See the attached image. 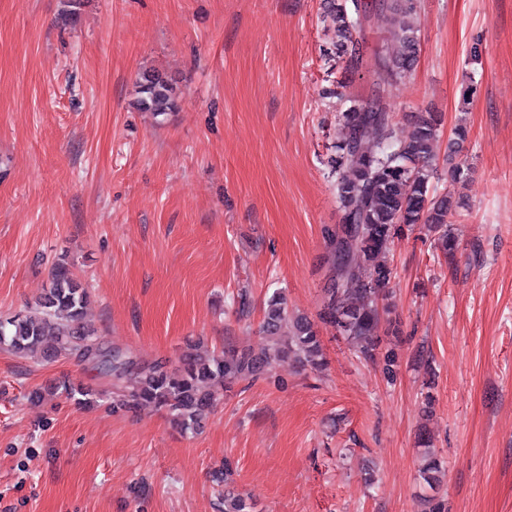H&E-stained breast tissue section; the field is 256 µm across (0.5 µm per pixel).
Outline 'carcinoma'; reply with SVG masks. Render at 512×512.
I'll list each match as a JSON object with an SVG mask.
<instances>
[{
    "label": "carcinoma",
    "mask_w": 512,
    "mask_h": 512,
    "mask_svg": "<svg viewBox=\"0 0 512 512\" xmlns=\"http://www.w3.org/2000/svg\"><path fill=\"white\" fill-rule=\"evenodd\" d=\"M418 0H324L322 19L333 32L330 53L342 63V77L326 95L336 100L338 139L329 157L328 177L336 192L340 223L323 229L329 275L324 289L321 323L344 336L355 354L378 360L381 335L401 334L397 320L382 319L379 302L395 278L385 260L390 245L404 231L420 228L433 239L443 257H454L458 239L451 224L457 207L455 192L432 186L441 115L417 113L412 128L400 136L391 109L393 86L409 76L417 61L419 37L413 25ZM373 14L390 23V45L370 74V92L350 91L347 75L364 66V28ZM139 105L156 115L176 109L175 89L159 73H145ZM89 294L70 269L58 264L49 287L24 312L0 319V347L18 355L66 353L93 364L112 378L110 412H129L152 405L167 413L182 431L197 430L216 401L210 382L228 387L255 380L279 362L292 361L318 370L325 366L318 326L294 316L280 293L268 300L264 330L268 343L256 352L236 347L224 356H189L170 371L161 363H142L120 348L105 344L87 321ZM53 390L78 404L91 391L69 379ZM443 464L425 453L419 476L433 489ZM224 512H256L251 498L224 490Z\"/></svg>",
    "instance_id": "1"
}]
</instances>
